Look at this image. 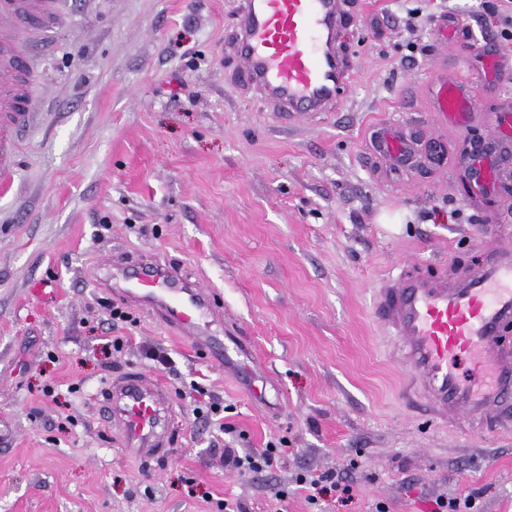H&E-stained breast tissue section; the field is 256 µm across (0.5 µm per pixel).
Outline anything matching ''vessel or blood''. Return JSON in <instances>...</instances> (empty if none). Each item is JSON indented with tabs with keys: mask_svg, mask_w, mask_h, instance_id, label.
Segmentation results:
<instances>
[{
	"mask_svg": "<svg viewBox=\"0 0 512 512\" xmlns=\"http://www.w3.org/2000/svg\"><path fill=\"white\" fill-rule=\"evenodd\" d=\"M344 0H241L233 44L245 65L244 81L264 105L282 114L327 112L341 100L348 66L337 50ZM66 0H0V186L14 174V136L28 131L39 110L30 93L34 58L18 51L23 26L47 40ZM463 20L441 17L435 33L460 40ZM430 101L451 128H462L473 102L470 82L439 73ZM411 149L400 123L386 125L379 153L397 164ZM469 173L477 188L500 178L488 154L474 153ZM106 281L127 302L207 348L222 363L242 350L240 337H225L224 311L206 289L179 269L143 260L110 257ZM374 314L388 336L396 361L410 371L403 394L429 421L478 427L490 413L512 425V247L469 273L450 277L392 267L374 300ZM100 395L125 455L151 463L170 456L172 402L168 392L132 371L108 379Z\"/></svg>",
	"mask_w": 512,
	"mask_h": 512,
	"instance_id": "obj_1",
	"label": "vessel or blood"
}]
</instances>
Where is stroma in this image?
Masks as SVG:
<instances>
[{
  "label": "stroma",
  "instance_id": "35a3bbf8",
  "mask_svg": "<svg viewBox=\"0 0 512 512\" xmlns=\"http://www.w3.org/2000/svg\"><path fill=\"white\" fill-rule=\"evenodd\" d=\"M346 2L345 101L288 118L238 81L239 0H69L31 83L43 112L0 195V512H430L442 494L512 512V430L411 417L369 317L390 266L465 272L512 244V189L475 196L461 161L490 135L487 113H512L482 81L488 58L512 56L494 14L508 2L413 0V29L399 0ZM448 11L466 23L453 45L433 30ZM444 64L473 82L459 132L425 93ZM394 121L444 160L387 173L375 139ZM114 255L182 268L217 296L264 396L139 308L113 324L100 272ZM115 336L126 345L105 356ZM131 368L173 404L172 455L150 466L123 455L97 395ZM202 395L223 422L195 418ZM279 438L290 453L271 471L225 467V449ZM303 469L347 476L352 499L309 503L292 483Z\"/></svg>",
  "mask_w": 512,
  "mask_h": 512
}]
</instances>
